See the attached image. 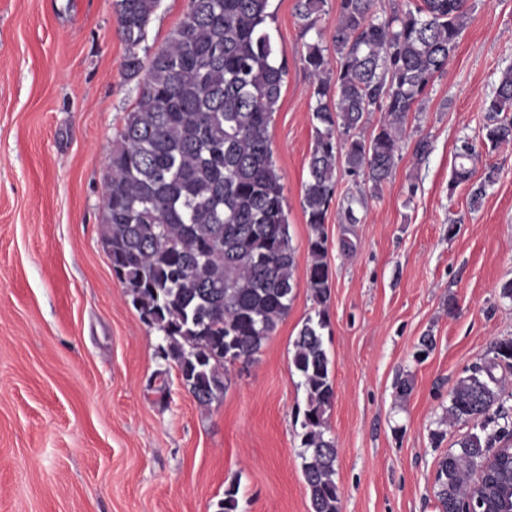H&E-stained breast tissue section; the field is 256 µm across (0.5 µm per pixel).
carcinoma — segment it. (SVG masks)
<instances>
[{
  "instance_id": "carcinoma-1",
  "label": "carcinoma",
  "mask_w": 512,
  "mask_h": 512,
  "mask_svg": "<svg viewBox=\"0 0 512 512\" xmlns=\"http://www.w3.org/2000/svg\"><path fill=\"white\" fill-rule=\"evenodd\" d=\"M161 0H115L127 47L129 79L143 77L135 109L113 145L102 189V244L115 277L139 313L160 333V357L176 365L184 388L202 407L224 396L228 366L255 359L294 299L291 244L281 177L269 125L278 109L286 57L267 28L269 0H190L168 42L148 60L139 55ZM325 0H297L302 34L315 28ZM376 0H340L332 42L305 43L313 79L314 142L302 206L311 229L307 288L318 305L293 343L291 364L306 391L302 475L310 512H339L338 448L328 435L335 392L323 331L329 327L331 271L324 231L338 177L378 189L396 165L398 142L415 105L455 52L469 0H420L381 20ZM486 145L512 141V66L501 72L485 107ZM387 121L370 136L364 117ZM453 183L473 174L474 144L457 148ZM466 370L450 392L445 422L472 425L438 464L440 512H512V460L494 485L472 492L469 475L512 437L493 369L512 367V340ZM232 484L217 512H236Z\"/></svg>"
}]
</instances>
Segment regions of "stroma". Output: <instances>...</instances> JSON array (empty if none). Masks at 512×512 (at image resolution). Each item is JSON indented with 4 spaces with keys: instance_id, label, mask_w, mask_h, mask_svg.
I'll use <instances>...</instances> for the list:
<instances>
[{
    "instance_id": "35a3bbf8",
    "label": "stroma",
    "mask_w": 512,
    "mask_h": 512,
    "mask_svg": "<svg viewBox=\"0 0 512 512\" xmlns=\"http://www.w3.org/2000/svg\"><path fill=\"white\" fill-rule=\"evenodd\" d=\"M115 0H0V512H309L295 411L306 392L293 342L306 286L303 186L314 141L312 79L296 0H269L288 61L269 128L296 250L287 317L223 398L200 407L157 353L101 241L112 144L142 90L127 79ZM447 69L399 142L379 191L340 177L325 220L331 270L324 336L335 399L339 512H438L434 477L464 423L441 426L467 368L512 339V141L482 142L484 103L512 64V0H471ZM189 0H161L145 46H164ZM430 152L417 161L418 139ZM480 157L453 184L462 140ZM479 207L473 184L487 172ZM363 192L357 223L351 194ZM434 346L418 356L422 337ZM165 371L160 399L154 377ZM411 376L398 398L395 383ZM443 429L441 444L431 433Z\"/></svg>"
}]
</instances>
